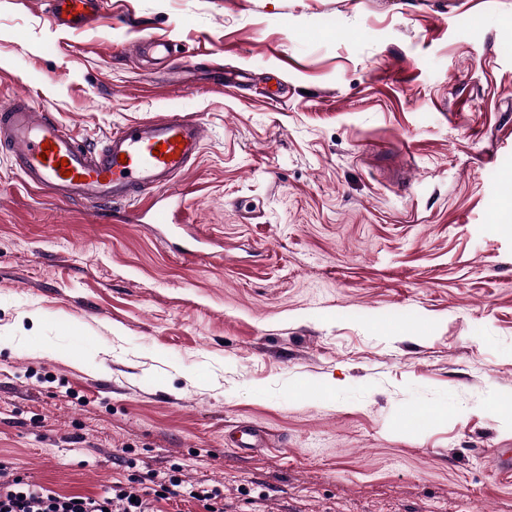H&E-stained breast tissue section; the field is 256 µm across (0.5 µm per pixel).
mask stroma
<instances>
[{
  "label": "stroma",
  "mask_w": 512,
  "mask_h": 512,
  "mask_svg": "<svg viewBox=\"0 0 512 512\" xmlns=\"http://www.w3.org/2000/svg\"><path fill=\"white\" fill-rule=\"evenodd\" d=\"M19 99L93 147L200 121L170 216L208 237L184 259L0 144L9 475L97 495L125 457L224 512H512V0H106L65 32L0 0ZM241 422L266 448L225 447Z\"/></svg>",
  "instance_id": "stroma-1"
}]
</instances>
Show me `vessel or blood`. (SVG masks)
Returning <instances> with one entry per match:
<instances>
[{
  "instance_id": "obj_1",
  "label": "vessel or blood",
  "mask_w": 512,
  "mask_h": 512,
  "mask_svg": "<svg viewBox=\"0 0 512 512\" xmlns=\"http://www.w3.org/2000/svg\"><path fill=\"white\" fill-rule=\"evenodd\" d=\"M94 0H49L50 21L61 29L85 20ZM204 128L196 119L168 113L115 128L101 149L82 144L62 124L16 102L0 111V141L8 145L27 185L51 193L59 201L80 199L96 205L148 201L152 224L174 233L160 200L198 158ZM262 435L242 426L230 436L232 450L242 454L259 448Z\"/></svg>"
}]
</instances>
